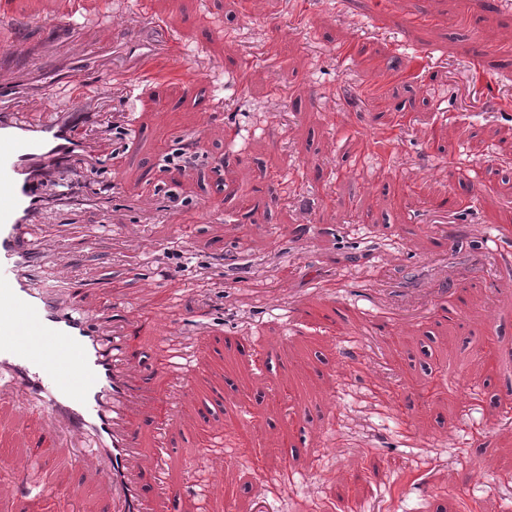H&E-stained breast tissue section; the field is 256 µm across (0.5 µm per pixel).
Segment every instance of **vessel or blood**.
I'll return each instance as SVG.
<instances>
[{
  "instance_id": "b4317fda",
  "label": "vessel or blood",
  "mask_w": 512,
  "mask_h": 512,
  "mask_svg": "<svg viewBox=\"0 0 512 512\" xmlns=\"http://www.w3.org/2000/svg\"><path fill=\"white\" fill-rule=\"evenodd\" d=\"M54 70H31V91L50 94L67 88L68 103L56 116L22 120L0 108V387L37 402L55 434L87 449L75 460L83 477L105 476L112 486V512H168L173 492L165 459H157L151 488L139 480L142 452L130 423L132 410L167 401V394L139 384L127 338L108 330L111 307L89 313L57 303L51 290L34 286L28 267L53 260L51 241H34L29 229L48 203L42 189L56 171L74 168L88 151L80 134L93 116L91 100L115 88L126 95L162 82L168 69L186 70L183 58H169L168 69L143 57L86 83V52L56 46ZM72 241L109 252L112 236L88 224H71ZM492 250L501 267L512 266V228L499 227ZM187 350L180 337H163L155 365L183 380Z\"/></svg>"
}]
</instances>
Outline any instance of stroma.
<instances>
[{
  "instance_id": "1",
  "label": "stroma",
  "mask_w": 512,
  "mask_h": 512,
  "mask_svg": "<svg viewBox=\"0 0 512 512\" xmlns=\"http://www.w3.org/2000/svg\"><path fill=\"white\" fill-rule=\"evenodd\" d=\"M479 3L0 0V15L37 25L33 63L43 60L40 40L69 36L72 10L91 49L127 19L129 44L91 66L88 79L165 43L223 105L216 114L178 80L140 89L127 106L140 133L118 140L112 126L126 107L99 100L101 123L83 135L109 146L112 161L62 172L59 183L77 201L99 194L100 209L84 220L116 234L118 246L75 261L58 241L55 269L42 276L117 285L130 259L143 264L149 287L129 288L112 313L154 390L170 383L153 368L160 336L177 328L189 338L193 383L174 411L131 414L142 447L161 431L173 449L172 512H254L261 498L269 512H512V413L486 400L487 390L512 388V372H490L484 359L498 328H507L501 342L512 348V269L468 246L512 225V182L485 168L492 157L512 169V111L496 108L512 96V5L490 19ZM463 20L473 21L484 61L449 42ZM341 45L351 47L352 63L338 61ZM393 55L415 83L388 85L380 110L363 92ZM180 141L191 143L192 159L168 165L155 187L146 161L163 162ZM115 164L140 211L110 191ZM177 198L193 208L208 202L210 216L176 223ZM434 224L447 225L452 246L431 233ZM475 268L484 280L470 288ZM336 279L347 290L341 306L315 290ZM368 284L397 291L399 323L368 314L360 298ZM425 288L452 289L448 306L460 316L425 308ZM172 305L182 312L176 327L163 317ZM340 327L357 333L381 381L412 393V426L427 447L403 443L368 382L345 371L333 340ZM244 348L267 353L268 367L241 356ZM228 378L266 430L248 449L228 448L229 463L217 468L200 438L223 435L235 413L205 421L198 412ZM35 455L48 462L44 480L59 512H108L107 480L83 481L75 448L47 433L37 407L7 399L0 512H39L19 468ZM478 460L486 479L461 491Z\"/></svg>"
}]
</instances>
